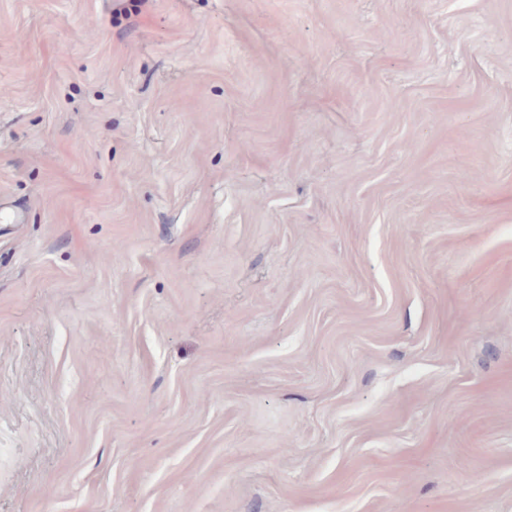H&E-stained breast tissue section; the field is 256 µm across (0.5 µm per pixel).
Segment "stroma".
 Wrapping results in <instances>:
<instances>
[{"label":"stroma","mask_w":512,"mask_h":512,"mask_svg":"<svg viewBox=\"0 0 512 512\" xmlns=\"http://www.w3.org/2000/svg\"><path fill=\"white\" fill-rule=\"evenodd\" d=\"M0 512H512V0H0Z\"/></svg>","instance_id":"stroma-1"}]
</instances>
